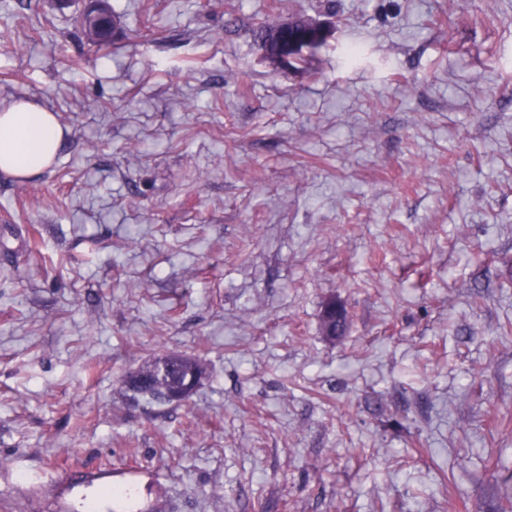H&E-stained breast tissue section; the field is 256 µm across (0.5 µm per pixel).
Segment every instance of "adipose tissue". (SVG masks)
I'll return each mask as SVG.
<instances>
[{
	"label": "adipose tissue",
	"mask_w": 512,
	"mask_h": 512,
	"mask_svg": "<svg viewBox=\"0 0 512 512\" xmlns=\"http://www.w3.org/2000/svg\"><path fill=\"white\" fill-rule=\"evenodd\" d=\"M63 139L53 112L36 103L0 105V173L26 181L50 167Z\"/></svg>",
	"instance_id": "obj_1"
}]
</instances>
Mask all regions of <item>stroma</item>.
<instances>
[{
	"instance_id": "stroma-1",
	"label": "stroma",
	"mask_w": 512,
	"mask_h": 512,
	"mask_svg": "<svg viewBox=\"0 0 512 512\" xmlns=\"http://www.w3.org/2000/svg\"><path fill=\"white\" fill-rule=\"evenodd\" d=\"M106 2L101 47L87 0H0V103L64 131L0 175V512H500L512 0ZM297 16L312 75L253 37ZM170 352L203 384L126 406ZM94 3L82 15V24L93 21L90 32L94 40L104 42L111 38L113 32L112 17L102 9V0L90 1ZM329 26L325 23L311 21L309 25L298 35L289 38L288 42L282 46L280 51L274 55L267 57L274 63L288 66V62L299 57L294 64L301 65L304 68H311L314 63L312 55H307L315 46L324 42L329 35Z\"/></svg>"
}]
</instances>
